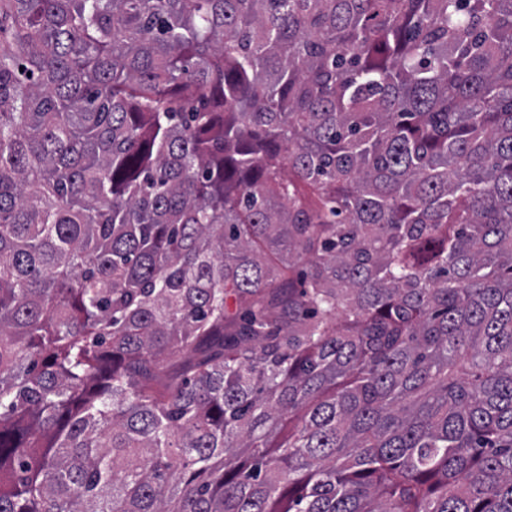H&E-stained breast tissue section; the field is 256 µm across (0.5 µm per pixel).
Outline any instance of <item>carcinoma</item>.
Instances as JSON below:
<instances>
[{"mask_svg": "<svg viewBox=\"0 0 512 512\" xmlns=\"http://www.w3.org/2000/svg\"><path fill=\"white\" fill-rule=\"evenodd\" d=\"M0 512H512V0H0Z\"/></svg>", "mask_w": 512, "mask_h": 512, "instance_id": "obj_1", "label": "carcinoma"}]
</instances>
